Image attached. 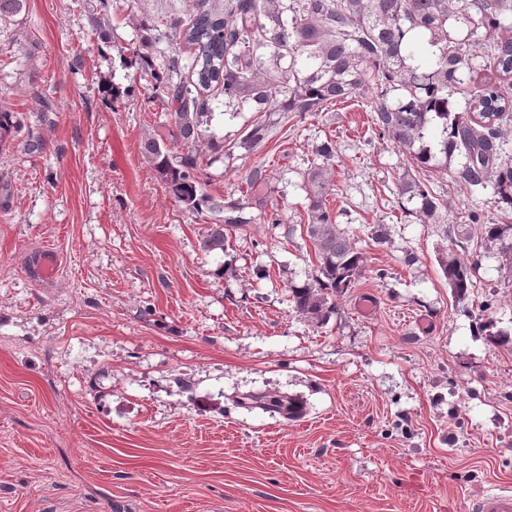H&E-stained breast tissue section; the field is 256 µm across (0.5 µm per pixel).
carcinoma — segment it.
Segmentation results:
<instances>
[{
  "instance_id": "1",
  "label": "carcinoma",
  "mask_w": 512,
  "mask_h": 512,
  "mask_svg": "<svg viewBox=\"0 0 512 512\" xmlns=\"http://www.w3.org/2000/svg\"><path fill=\"white\" fill-rule=\"evenodd\" d=\"M199 9L188 25L173 23L192 50L188 63L163 53L157 35L140 37L130 64L151 79L159 104L168 112L169 135L144 139L141 153L183 209L219 215L203 242L207 252L224 250V230L253 224L239 200L204 192L201 145L220 155L237 148L253 152L268 140L267 117L279 112H321L332 102L359 96L376 86L370 102L374 125L410 156L411 168L397 178L399 199L420 201V222H440L448 203L435 195L418 172L450 171L472 194L492 186L505 212H512V157L503 151L512 125V0H224V11ZM193 79H182V70ZM219 88L224 106H247L264 116L233 143L209 134V92ZM464 102L458 109L457 103ZM331 143L322 146L305 173L310 188L306 233L319 256L308 282L291 289L294 310L321 322L336 308V297L355 287L366 256L339 228L327 205ZM486 241L497 248L512 272V224H490ZM454 295L474 287L478 262L454 249L438 256ZM237 405L288 418L304 413L303 401L280 392H250Z\"/></svg>"
}]
</instances>
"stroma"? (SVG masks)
Segmentation results:
<instances>
[{"label":"stroma","mask_w":512,"mask_h":512,"mask_svg":"<svg viewBox=\"0 0 512 512\" xmlns=\"http://www.w3.org/2000/svg\"><path fill=\"white\" fill-rule=\"evenodd\" d=\"M194 12L195 0H25L0 18V110L43 139L0 142V512H467L489 484L512 487V344L482 329H512V287L480 246L484 222L505 220L492 189L431 173L448 223L468 230L456 247L404 213L409 157L360 96L289 113L254 152L209 160L211 196L241 198L258 165L269 180L257 223L204 251L214 216L185 211L142 156L168 116L115 50L145 22L178 50L170 22ZM116 86L133 96L113 103ZM326 141L328 201L367 268L315 324L288 289L318 267L303 174ZM449 246L478 261L462 298L438 265ZM43 248L58 267L35 282L25 268ZM249 391L306 411L238 408Z\"/></svg>","instance_id":"obj_1"}]
</instances>
